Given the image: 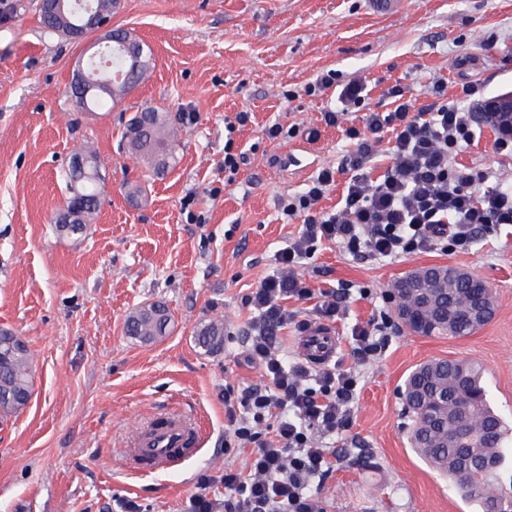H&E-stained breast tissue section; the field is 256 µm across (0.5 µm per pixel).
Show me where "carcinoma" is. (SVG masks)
I'll list each match as a JSON object with an SVG mask.
<instances>
[{
  "mask_svg": "<svg viewBox=\"0 0 512 512\" xmlns=\"http://www.w3.org/2000/svg\"><path fill=\"white\" fill-rule=\"evenodd\" d=\"M151 49L129 31H112V43L100 51L87 65L91 89L82 102L87 111L108 104L114 106L142 82L154 68ZM172 116L158 108H145L135 113L125 126L123 140L128 154L149 177H159L174 168L178 156L169 136ZM86 161L85 172L68 170L70 196L79 197V218L76 224H54L60 237L74 243L82 241L101 205L103 187L97 177L100 163L96 153L81 148ZM453 289L451 298L444 301L446 314L437 321L415 329L427 337L448 336L464 338L483 327L494 312V304L486 307L484 318L476 322L468 301L478 293L479 284L464 272L444 268ZM172 322L168 308L158 302L145 304L126 319V333L144 344L154 343L166 336ZM198 345L210 354L224 349V323L210 321L197 328ZM434 366V374L448 380L464 379L465 387L448 392V415L462 425L468 421H483V430L461 443L450 444L448 425L424 422V416L435 410L440 398L431 382H422L425 368ZM33 394V375L30 352L9 329H0V418L8 419L24 410ZM401 395L410 417L407 439L413 450L433 469L448 477L456 491L476 512H489L494 503L512 499V476L504 478L512 465V430L494 410L488 397L482 368L469 361L434 359L416 367L405 379Z\"/></svg>",
  "mask_w": 512,
  "mask_h": 512,
  "instance_id": "1",
  "label": "carcinoma"
}]
</instances>
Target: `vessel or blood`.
Returning <instances> with one entry per match:
<instances>
[{
	"label": "vessel or blood",
	"instance_id": "1",
	"mask_svg": "<svg viewBox=\"0 0 512 512\" xmlns=\"http://www.w3.org/2000/svg\"><path fill=\"white\" fill-rule=\"evenodd\" d=\"M336 347L337 334L333 327L313 325L306 330L303 349L311 362L324 361L335 354ZM197 442L198 432L192 423L169 418L137 434L126 451V458L133 469L152 472L177 464L193 451Z\"/></svg>",
	"mask_w": 512,
	"mask_h": 512
}]
</instances>
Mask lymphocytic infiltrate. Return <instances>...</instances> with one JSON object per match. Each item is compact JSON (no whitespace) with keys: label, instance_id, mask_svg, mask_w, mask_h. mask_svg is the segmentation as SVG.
<instances>
[{"label":"lymphocytic infiltrate","instance_id":"lymphocytic-infiltrate-1","mask_svg":"<svg viewBox=\"0 0 512 512\" xmlns=\"http://www.w3.org/2000/svg\"><path fill=\"white\" fill-rule=\"evenodd\" d=\"M430 92L432 102L419 108L405 87L393 85L387 95L394 108L365 110L362 125L347 127L354 148L339 167L353 176L336 211L324 213L317 205L339 167L322 168L305 192L281 200L286 218H302L301 230L276 252L273 273L242 299L251 313L245 358L264 383L224 387V448L247 458L240 467L225 465L223 498L198 495L192 512H325L312 485L333 467L324 438L353 423L358 377L336 364L288 361L277 341L296 316L289 300H315L320 320L343 313L335 291H315L299 273L318 246L337 244L355 257L391 259L439 242L466 250L477 231L512 224V186L476 195L488 172L455 161L474 136L472 108L448 101L442 81L433 82ZM388 134L394 138L391 164L383 178L371 179L368 168Z\"/></svg>","mask_w":512,"mask_h":512}]
</instances>
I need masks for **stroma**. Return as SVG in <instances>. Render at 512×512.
<instances>
[{
  "instance_id": "35a3bbf8",
  "label": "stroma",
  "mask_w": 512,
  "mask_h": 512,
  "mask_svg": "<svg viewBox=\"0 0 512 512\" xmlns=\"http://www.w3.org/2000/svg\"><path fill=\"white\" fill-rule=\"evenodd\" d=\"M113 27L129 30L155 56L150 76L112 110H78L67 91L83 46L44 32L37 0L0 9V328L30 347L28 406L0 424V512H190L193 496H223L218 477L243 457L224 451V387L261 385L243 360L250 314L241 302L275 267L274 254L301 222L278 207L305 191L325 165L351 149L343 128L322 115L335 89L305 88L321 73L359 77L369 107L408 88L417 106L441 79L449 100L463 83L484 96L512 91V0H403L398 12H371L365 0H118ZM465 67H458L459 59ZM171 113L178 163L150 180L122 139L133 113ZM246 153L224 182V127ZM195 113L192 122L184 113ZM280 123L287 134L269 140ZM314 127L317 140L291 135ZM481 124L458 163L512 183V156L493 150ZM90 146L101 160L104 195L85 239L58 237L54 222L69 191L71 154ZM452 266L485 280L495 313L471 336L423 337L395 324L385 350L356 364L354 326L393 312L388 295L410 269ZM300 272L313 288L353 285L333 327L336 357L359 377L354 422L331 441L336 466L320 484L326 512H471L447 481L410 448L399 388L430 359H467L486 371L491 403L512 422V225L478 233L466 252H425L385 260L320 247ZM368 288L361 297L360 288ZM159 301L172 314L166 336L143 344L125 321ZM224 323V349L206 353L197 328ZM190 414L197 453L157 472L129 470L120 450L134 429L162 412Z\"/></svg>"
}]
</instances>
